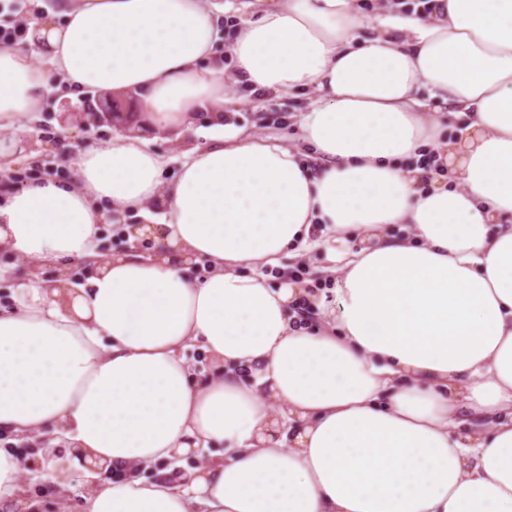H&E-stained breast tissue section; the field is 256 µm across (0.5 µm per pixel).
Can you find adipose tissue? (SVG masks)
I'll use <instances>...</instances> for the list:
<instances>
[{"mask_svg": "<svg viewBox=\"0 0 512 512\" xmlns=\"http://www.w3.org/2000/svg\"><path fill=\"white\" fill-rule=\"evenodd\" d=\"M434 3L58 0L27 27L47 64L0 50V130L53 80L136 96L68 178L0 183V250L29 268L0 307V432L52 431L58 488L103 468L73 512H512V0ZM238 87L315 93L312 156L227 129ZM201 117L211 144L164 184L148 142ZM111 210L161 212L138 235L166 252L103 258ZM315 225L345 247L312 325L264 271Z\"/></svg>", "mask_w": 512, "mask_h": 512, "instance_id": "obj_1", "label": "adipose tissue"}]
</instances>
